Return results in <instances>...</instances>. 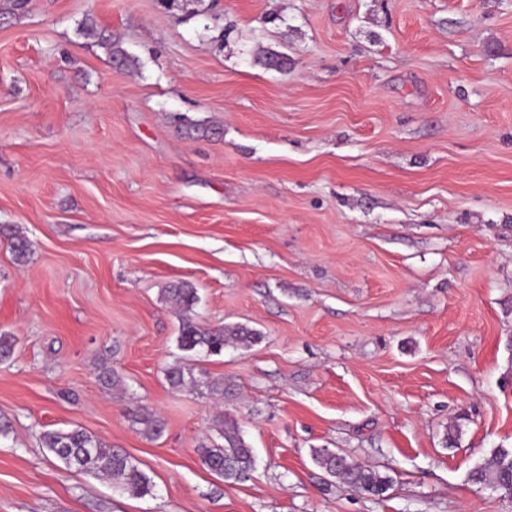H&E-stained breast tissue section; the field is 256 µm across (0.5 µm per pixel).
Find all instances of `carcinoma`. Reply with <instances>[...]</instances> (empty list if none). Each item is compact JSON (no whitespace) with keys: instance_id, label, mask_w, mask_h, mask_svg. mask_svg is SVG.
Listing matches in <instances>:
<instances>
[{"instance_id":"carcinoma-1","label":"carcinoma","mask_w":512,"mask_h":512,"mask_svg":"<svg viewBox=\"0 0 512 512\" xmlns=\"http://www.w3.org/2000/svg\"><path fill=\"white\" fill-rule=\"evenodd\" d=\"M83 29L90 35H97L98 44L108 62L128 70L138 68V59L129 55L121 47L120 41L112 38V34L97 31L94 23L89 21L85 22ZM177 122L181 132L191 138L220 134V129L185 116L177 117ZM10 248L17 263L27 262L30 255V242L27 238L17 232L12 233ZM166 293L180 310L181 323L177 343L184 352L179 360L165 369L169 386L174 390L189 388L203 391L215 400L224 399V378L212 377L207 372L196 369L193 366L195 357L201 354H219L232 340L249 345L259 339L258 333L243 325L210 327L199 322L196 312L198 291L188 281L170 284ZM98 379L106 388L124 391L122 378L105 362L99 366ZM126 416L132 427L147 439H156L164 431L165 424L161 416L146 405L126 409ZM214 424L224 439V445L200 449L203 465L226 481L244 478L255 466L254 450L246 444L237 423L224 417V414L217 415ZM42 446L49 449L67 468L103 476L116 489L140 496L152 492L150 478L129 455L119 448L103 443L81 428L45 431L42 434ZM312 459L328 475L372 497L383 496L390 487L389 477L370 467L352 462L329 448L314 449ZM469 482L492 491H502L512 497V449H498L489 462L470 472Z\"/></svg>"}]
</instances>
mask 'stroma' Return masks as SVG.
Returning a JSON list of instances; mask_svg holds the SVG:
<instances>
[{
	"label": "stroma",
	"mask_w": 512,
	"mask_h": 512,
	"mask_svg": "<svg viewBox=\"0 0 512 512\" xmlns=\"http://www.w3.org/2000/svg\"><path fill=\"white\" fill-rule=\"evenodd\" d=\"M4 5L0 228L31 254L0 236V512H512L468 481L512 448V0ZM177 113L223 133L186 138ZM181 280L200 322L260 334L198 361L220 404L164 377ZM138 404L158 439L128 422ZM219 413L255 452L245 479L197 453ZM73 427L152 494L43 448ZM315 448L389 476L386 497L327 476ZM83 29L89 35L97 34L98 44L107 56L108 62L113 65L135 70L138 68V59L129 55L122 47L118 40L112 38V33L106 34L105 31L98 32L93 22L86 21ZM126 416L132 427L147 439H157L164 431L163 419L149 406L137 405L134 408H127Z\"/></svg>",
	"instance_id": "obj_1"
}]
</instances>
